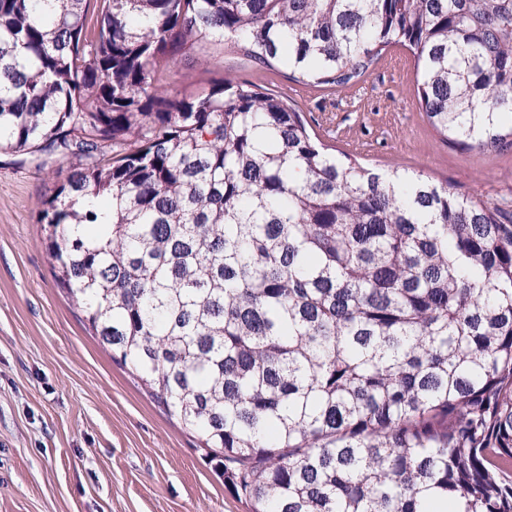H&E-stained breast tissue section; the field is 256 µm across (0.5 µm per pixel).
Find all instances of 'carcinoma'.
Segmentation results:
<instances>
[{"label":"carcinoma","mask_w":512,"mask_h":512,"mask_svg":"<svg viewBox=\"0 0 512 512\" xmlns=\"http://www.w3.org/2000/svg\"><path fill=\"white\" fill-rule=\"evenodd\" d=\"M91 2L0 0V150L67 156L38 222L112 360L252 512H512V218L156 77L227 38L343 89L399 45L435 130L501 153L512 0H103L89 41Z\"/></svg>","instance_id":"1"}]
</instances>
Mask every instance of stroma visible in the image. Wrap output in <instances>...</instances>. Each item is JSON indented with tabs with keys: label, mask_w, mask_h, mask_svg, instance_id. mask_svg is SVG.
<instances>
[{
	"label": "stroma",
	"mask_w": 512,
	"mask_h": 512,
	"mask_svg": "<svg viewBox=\"0 0 512 512\" xmlns=\"http://www.w3.org/2000/svg\"><path fill=\"white\" fill-rule=\"evenodd\" d=\"M226 77L288 98L337 155L512 206V151L446 142L420 108L414 58L403 47L335 91L280 65L258 67L221 42L160 72L162 85L183 95ZM66 167L57 153L0 151V512H250L197 433L113 362L58 283L37 214Z\"/></svg>",
	"instance_id": "35a3bbf8"
}]
</instances>
